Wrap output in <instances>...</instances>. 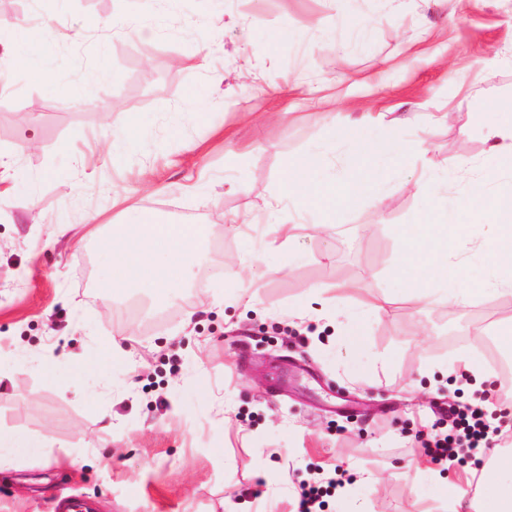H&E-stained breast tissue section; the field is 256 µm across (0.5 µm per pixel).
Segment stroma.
Masks as SVG:
<instances>
[{
  "mask_svg": "<svg viewBox=\"0 0 512 512\" xmlns=\"http://www.w3.org/2000/svg\"><path fill=\"white\" fill-rule=\"evenodd\" d=\"M8 21L58 78L9 68L0 95V432L42 442L0 461V512L62 492L96 512H295L294 487L337 464L350 483L325 512H435L468 489L471 464L425 459L455 399L428 374L512 359V296L409 301L398 231L430 209L416 183L450 203L474 180L512 190L479 123L512 101V0H17ZM362 112L383 118L352 134ZM116 116L141 144L119 165ZM390 140L410 153L329 232L283 198L315 146L344 180ZM128 209L204 231L169 299L108 296L112 256L80 238ZM282 219L300 227L285 252ZM353 282L391 303L324 293ZM362 288L355 286L340 285L334 288H325L324 293L329 291L335 292V295L331 298L338 305H345L351 300H356L362 309L368 310L371 313H379L386 308L391 302L390 297H370L369 299L361 298L360 292Z\"/></svg>",
  "mask_w": 512,
  "mask_h": 512,
  "instance_id": "obj_1",
  "label": "stroma"
}]
</instances>
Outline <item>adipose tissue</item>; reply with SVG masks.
Returning a JSON list of instances; mask_svg holds the SVG:
<instances>
[{
  "instance_id": "obj_1",
  "label": "adipose tissue",
  "mask_w": 512,
  "mask_h": 512,
  "mask_svg": "<svg viewBox=\"0 0 512 512\" xmlns=\"http://www.w3.org/2000/svg\"><path fill=\"white\" fill-rule=\"evenodd\" d=\"M485 137L491 141V169L512 164V109L488 112L482 117ZM310 162L298 163L286 176L287 196L300 201L309 210L335 213L349 206L355 193L378 185L381 174L373 168L358 169L344 185L325 170L324 149L310 153ZM200 231L189 224H119L114 226L103 247L112 254L110 291L143 288L160 299L168 298L181 281L188 261L197 253ZM479 486L485 496L460 493L446 504L448 512H512V451H496L490 468L481 470Z\"/></svg>"
}]
</instances>
